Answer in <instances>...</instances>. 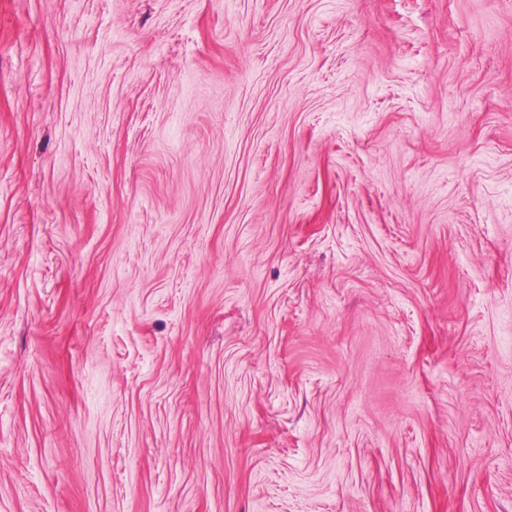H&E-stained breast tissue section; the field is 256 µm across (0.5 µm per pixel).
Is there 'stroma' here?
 Instances as JSON below:
<instances>
[{"instance_id":"35a3bbf8","label":"stroma","mask_w":512,"mask_h":512,"mask_svg":"<svg viewBox=\"0 0 512 512\" xmlns=\"http://www.w3.org/2000/svg\"><path fill=\"white\" fill-rule=\"evenodd\" d=\"M0 512H512V0H0Z\"/></svg>"}]
</instances>
